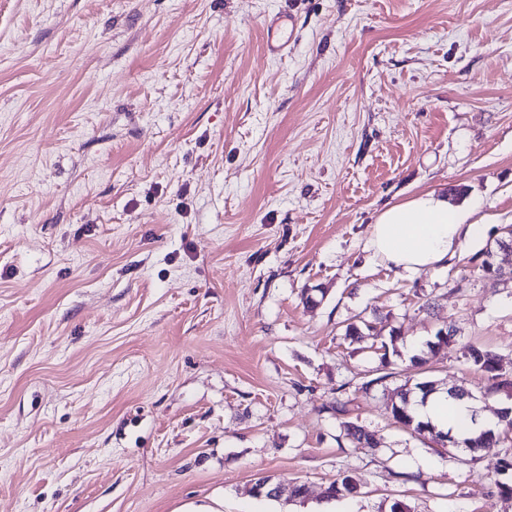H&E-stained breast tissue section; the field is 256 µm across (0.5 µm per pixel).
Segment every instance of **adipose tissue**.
Here are the masks:
<instances>
[{
  "mask_svg": "<svg viewBox=\"0 0 512 512\" xmlns=\"http://www.w3.org/2000/svg\"><path fill=\"white\" fill-rule=\"evenodd\" d=\"M475 212V207L461 208L447 197L424 192L380 212L371 226L370 247L376 258L396 270L412 273L431 268L473 235ZM413 410L420 420L459 439L494 423L490 417L473 420L469 400L444 392L415 399Z\"/></svg>",
  "mask_w": 512,
  "mask_h": 512,
  "instance_id": "adipose-tissue-1",
  "label": "adipose tissue"
}]
</instances>
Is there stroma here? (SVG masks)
Masks as SVG:
<instances>
[{
	"label": "stroma",
	"instance_id": "stroma-1",
	"mask_svg": "<svg viewBox=\"0 0 512 512\" xmlns=\"http://www.w3.org/2000/svg\"><path fill=\"white\" fill-rule=\"evenodd\" d=\"M451 188L480 210L448 261L373 258L387 205ZM510 224L512 0H0V512H512L504 444L356 389L448 326L425 379L481 390L474 340L512 379ZM292 25V16L288 14L272 18L267 25L266 46L268 52L273 56L281 55L288 48V40H285L281 33L286 26ZM407 384H404L403 386H400L399 388H396L395 394L398 398L397 402H393L391 405V416L392 421L394 424L402 427V428H411L412 431H416L419 434L427 432L432 436L434 440L437 442H443L444 440L451 441V436L442 435L441 433H435L433 434V430L429 427L428 424H425L423 422L416 421L413 414H411L410 410H408L407 405Z\"/></svg>",
	"mask_w": 512,
	"mask_h": 512
}]
</instances>
